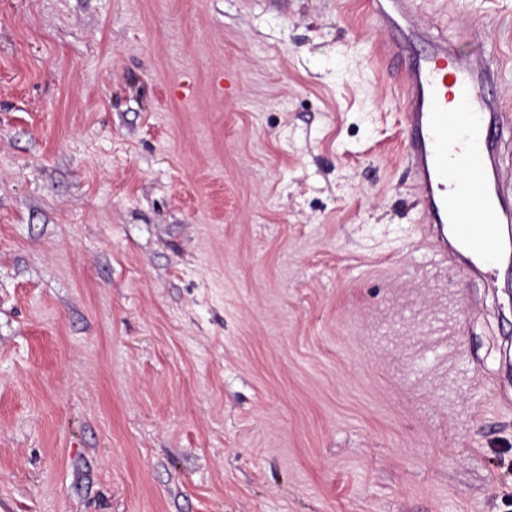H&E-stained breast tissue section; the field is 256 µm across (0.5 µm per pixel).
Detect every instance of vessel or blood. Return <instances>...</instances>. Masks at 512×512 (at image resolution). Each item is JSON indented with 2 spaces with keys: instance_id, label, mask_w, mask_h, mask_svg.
I'll use <instances>...</instances> for the list:
<instances>
[{
  "instance_id": "obj_1",
  "label": "vessel or blood",
  "mask_w": 512,
  "mask_h": 512,
  "mask_svg": "<svg viewBox=\"0 0 512 512\" xmlns=\"http://www.w3.org/2000/svg\"><path fill=\"white\" fill-rule=\"evenodd\" d=\"M372 33H386L390 70L403 85L406 160L421 220L454 243L483 275L498 262L512 223V114L504 112V62L460 57L454 41L428 34L407 0H371Z\"/></svg>"
}]
</instances>
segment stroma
<instances>
[{
	"label": "stroma",
	"mask_w": 512,
	"mask_h": 512,
	"mask_svg": "<svg viewBox=\"0 0 512 512\" xmlns=\"http://www.w3.org/2000/svg\"><path fill=\"white\" fill-rule=\"evenodd\" d=\"M368 2L0 0V512H512V262L421 223Z\"/></svg>",
	"instance_id": "1"
}]
</instances>
